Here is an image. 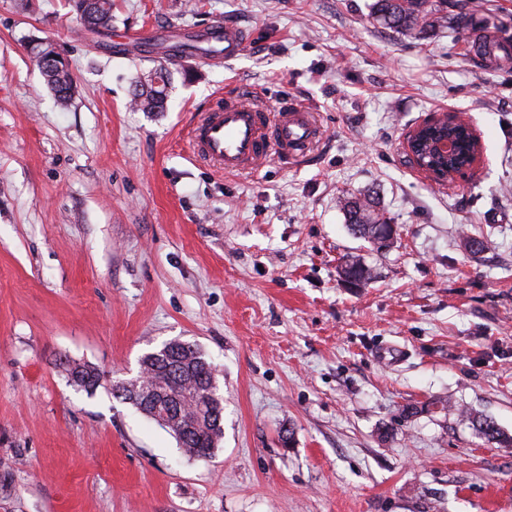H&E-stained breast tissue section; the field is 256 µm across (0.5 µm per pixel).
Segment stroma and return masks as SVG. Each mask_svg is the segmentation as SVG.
Segmentation results:
<instances>
[{
    "label": "stroma",
    "mask_w": 512,
    "mask_h": 512,
    "mask_svg": "<svg viewBox=\"0 0 512 512\" xmlns=\"http://www.w3.org/2000/svg\"><path fill=\"white\" fill-rule=\"evenodd\" d=\"M372 2L112 0L116 35L248 39L171 66L110 51L69 0H0V512H512V445L459 417L512 437V69L477 68L448 29H387ZM46 43L65 106L34 61ZM163 65L165 111L135 109ZM230 89L311 106L325 142L257 174L194 161L187 128ZM446 109L481 157L435 185L406 136ZM363 195L397 227L388 249L348 227L339 202ZM351 255L373 269L356 288ZM176 339L224 396L206 460L111 390ZM66 360L101 386L69 385ZM171 41H180L197 46L206 44L207 47L203 49L207 50V57L224 58L225 62L236 58L246 46L243 34L234 26L223 23H217L211 27L188 33H182L177 29L168 30L167 34L138 44H128L124 42H120L119 44L131 46L132 50L137 48L150 51L157 48V45L160 43L165 45ZM471 424L486 442L512 445V438L501 432L494 421L487 418H471Z\"/></svg>",
    "instance_id": "stroma-1"
}]
</instances>
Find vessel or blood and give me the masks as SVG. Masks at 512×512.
Returning <instances> with one entry per match:
<instances>
[{"label": "vessel or blood", "mask_w": 512, "mask_h": 512, "mask_svg": "<svg viewBox=\"0 0 512 512\" xmlns=\"http://www.w3.org/2000/svg\"><path fill=\"white\" fill-rule=\"evenodd\" d=\"M172 41L205 46L209 57L227 61L246 46L237 28L217 23L188 33L173 29L160 38L141 42L140 47L150 51ZM324 139V129L311 107L291 102L264 109L239 94L216 97L189 130L194 155L227 175L256 173L273 162L301 164Z\"/></svg>", "instance_id": "b4317fda"}]
</instances>
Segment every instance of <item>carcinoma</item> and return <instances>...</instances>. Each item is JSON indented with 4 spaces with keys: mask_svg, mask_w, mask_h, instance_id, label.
Listing matches in <instances>:
<instances>
[{
    "mask_svg": "<svg viewBox=\"0 0 512 512\" xmlns=\"http://www.w3.org/2000/svg\"><path fill=\"white\" fill-rule=\"evenodd\" d=\"M73 7L87 31L103 34L112 29V0H73ZM371 16L381 25L399 33L414 31L419 35L438 28H452L458 34L476 30L473 17L465 13H448V0H374ZM36 65L57 100L66 104L71 100L67 91L73 85L70 70H61L57 64L36 55ZM161 85L153 91L144 90L138 100L145 112H159L167 99L170 73L161 69ZM344 209L351 229L369 240L378 250L389 246L395 229L383 232L389 225L384 213L377 209L370 198L344 202ZM345 281L357 286L371 279L372 271L363 260L354 256L345 261L342 271ZM68 381L87 392L100 382V372L86 363L68 362L64 366ZM139 386L154 390L148 399L140 391L125 386H115L117 397L132 404L138 411L156 419L157 406L172 404L179 407L185 417L202 415V423L186 437L176 441L184 452L196 459L211 456L224 438V397L212 385L214 374L211 364L194 344L179 340L170 341L161 349L145 354L140 362ZM472 426L488 443L512 445V438L505 435L494 421L487 418L471 419Z\"/></svg>",
    "mask_w": 512,
    "mask_h": 512,
    "instance_id": "obj_1",
    "label": "carcinoma"
}]
</instances>
